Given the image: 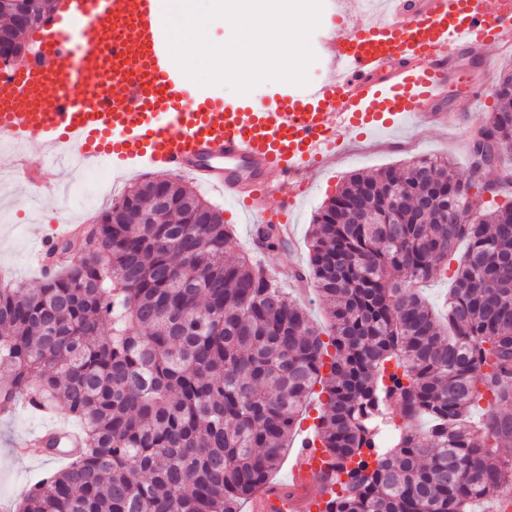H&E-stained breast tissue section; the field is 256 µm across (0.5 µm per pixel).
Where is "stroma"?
<instances>
[{
  "label": "stroma",
  "instance_id": "stroma-1",
  "mask_svg": "<svg viewBox=\"0 0 512 512\" xmlns=\"http://www.w3.org/2000/svg\"><path fill=\"white\" fill-rule=\"evenodd\" d=\"M481 113H467L459 122L427 128H404L394 136L382 133L362 137L352 135L349 143L336 154L334 162L311 178L309 187L297 199L291 216L297 240L296 251L276 248L269 251L264 262L282 286L289 288L293 298L320 329H328L329 320L324 303L313 288L300 287L294 279L298 268L306 267L311 224L320 207L352 174H377L389 167H400L420 158L450 159L461 176L471 173L468 143L471 130L480 122ZM9 149H0V285L34 289L43 278L31 262V248L36 238L52 234L62 208H71L75 219H88L97 224L99 217L113 200L125 190L147 179L144 171L120 175L111 167L61 177L62 183L76 187V194L63 197L59 185L44 190L37 206H30L22 183L11 173ZM44 415L24 411L12 419L0 416V502H21L32 482L40 475L60 469L52 460L27 461L13 456L14 441L40 426Z\"/></svg>",
  "mask_w": 512,
  "mask_h": 512
}]
</instances>
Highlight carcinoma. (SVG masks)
<instances>
[{
    "label": "carcinoma",
    "instance_id": "1",
    "mask_svg": "<svg viewBox=\"0 0 512 512\" xmlns=\"http://www.w3.org/2000/svg\"><path fill=\"white\" fill-rule=\"evenodd\" d=\"M52 0H0L24 41ZM497 145L512 144V70L496 82ZM421 158L353 174L314 219L306 277L329 341L236 249L219 210L180 183L137 184L94 225L93 249L36 290L0 288V411L24 397L81 423L76 455L18 512H241L309 437L336 472L326 512H512V167ZM442 317L416 284L450 265ZM334 348L330 372L323 358ZM482 419L471 420L481 402ZM403 425L388 448L375 428Z\"/></svg>",
    "mask_w": 512,
    "mask_h": 512
}]
</instances>
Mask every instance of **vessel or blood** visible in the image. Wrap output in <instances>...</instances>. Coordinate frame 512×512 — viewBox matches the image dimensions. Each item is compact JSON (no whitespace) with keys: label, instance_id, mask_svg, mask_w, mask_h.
Segmentation results:
<instances>
[{"label":"vessel or blood","instance_id":"1","mask_svg":"<svg viewBox=\"0 0 512 512\" xmlns=\"http://www.w3.org/2000/svg\"><path fill=\"white\" fill-rule=\"evenodd\" d=\"M50 14L30 59L0 67V146L32 193L57 181L65 157L93 170L162 168L223 192L250 229L287 226L294 190L326 167L354 129L448 123L444 106L468 54L512 47V0H384L354 29L331 28L325 81L270 104L186 103L164 31L163 0H71ZM37 139L36 155L22 147ZM57 426L23 439L34 458ZM296 449L287 479L251 512H325L332 473Z\"/></svg>","mask_w":512,"mask_h":512}]
</instances>
